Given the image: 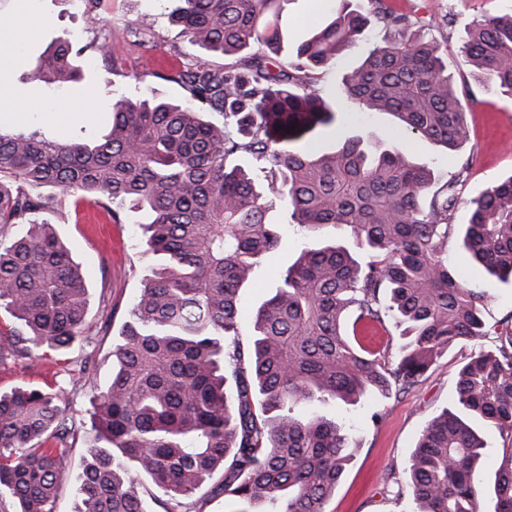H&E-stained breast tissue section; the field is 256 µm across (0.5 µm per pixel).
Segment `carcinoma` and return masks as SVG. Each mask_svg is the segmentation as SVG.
<instances>
[{"instance_id":"1","label":"carcinoma","mask_w":512,"mask_h":512,"mask_svg":"<svg viewBox=\"0 0 512 512\" xmlns=\"http://www.w3.org/2000/svg\"><path fill=\"white\" fill-rule=\"evenodd\" d=\"M176 2L171 21L205 51L165 76L185 101L122 97L92 144L0 132V309L20 325L0 332V359L67 349L87 325L80 267L53 226L36 221L57 199L35 189L141 214L157 259L112 350V380L93 396L103 445L87 449L75 512H144L138 475L175 512L172 503L220 469L217 492L240 505L235 512H325L352 448L344 425L310 407L388 398L451 345L492 332L496 343L461 363L457 408L428 424L404 473L410 512H480L478 421L504 440L493 490L496 512H512V322L488 329V293L448 262L454 237L489 279L512 285V175L471 199L467 223L456 224L466 168L442 181L405 147L362 135L332 151L312 146L309 135L337 112L313 72L361 40L371 22L361 11L342 9L282 64L270 53L286 0ZM370 2L389 36L343 76L335 101L388 112L406 131L459 149L469 128L442 44L426 25ZM464 49L476 81L512 96V13L473 23ZM83 52L53 43L31 79L82 80ZM206 112L224 113V124L203 120ZM274 199L286 223L343 227L351 241L303 249L244 339L240 291L279 243L268 221ZM13 224L29 232L12 239ZM390 322L405 339L395 362L389 345L362 336L387 333ZM60 402L30 386L0 392V512H53L69 478L65 443L82 427Z\"/></svg>"}]
</instances>
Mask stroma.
<instances>
[{
    "instance_id": "1",
    "label": "stroma",
    "mask_w": 512,
    "mask_h": 512,
    "mask_svg": "<svg viewBox=\"0 0 512 512\" xmlns=\"http://www.w3.org/2000/svg\"><path fill=\"white\" fill-rule=\"evenodd\" d=\"M384 5L431 24V33L445 48L448 70L466 106L469 141L462 149L448 152L441 145L398 130L392 115L361 111L351 101L343 102L335 123L318 128L312 141L328 150L344 136L369 132L403 143L418 162L442 178L466 169L467 180L454 215L455 223H466L469 200L491 182L512 175V99L473 80L463 52L466 29L472 21L512 11V0H384ZM174 6V0H96L92 5L87 0H0V17L14 22L13 28L0 30V40L15 45L9 56L0 57V96L12 102L42 99L51 105L47 111H1L0 128L36 129L49 138L92 142L109 130L112 103L119 97L154 94L184 100L185 92L178 84L158 77L159 72L183 65L197 53L169 22ZM340 6V0H289L280 16L283 44L279 60H292L297 45L312 29L331 19ZM145 16L152 20L153 30L149 37H135L136 23ZM386 36L381 26H372L368 40L345 51L330 69L318 72L316 85L321 93L334 98L342 77L357 65L370 43ZM60 39H73L84 46L85 78L64 90L50 91L33 83L31 72L46 46ZM103 42L111 43L113 59L123 60V67H113L97 52V44ZM145 66L150 67L151 76L137 80V71ZM39 219L54 225L80 265L90 296L87 333L65 351L41 348L23 359L1 360L0 391L29 385L58 392L67 414L85 419L91 397L112 375V344L130 319L153 260L143 251L134 215H123L116 224L103 206L78 205L73 198L62 197ZM269 220L280 225L282 241L260 264L253 282L241 291L239 321L245 332L250 331L257 306L271 293L280 272L302 249L326 240H350L348 233L340 230L329 228L310 235L283 225L277 207L272 208ZM448 258L469 287L490 290L484 309L487 326L512 318L511 286L490 283L483 271L470 263L456 239L448 241ZM471 349L468 343L449 347L406 393L358 408L332 401L317 405L319 414L346 422L355 443L353 457L325 505L326 512H408V497L397 494L399 484L406 481L405 461L430 420L451 406L460 364ZM94 438L88 427L68 441L72 478L61 485L54 512H74V477L81 472Z\"/></svg>"
}]
</instances>
